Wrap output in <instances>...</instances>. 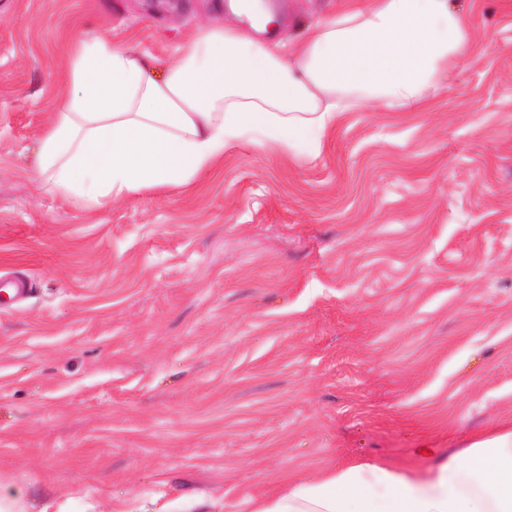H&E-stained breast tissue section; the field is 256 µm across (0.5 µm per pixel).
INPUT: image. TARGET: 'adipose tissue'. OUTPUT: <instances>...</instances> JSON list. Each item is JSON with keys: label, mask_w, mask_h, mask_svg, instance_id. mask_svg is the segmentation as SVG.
Instances as JSON below:
<instances>
[{"label": "adipose tissue", "mask_w": 512, "mask_h": 512, "mask_svg": "<svg viewBox=\"0 0 512 512\" xmlns=\"http://www.w3.org/2000/svg\"><path fill=\"white\" fill-rule=\"evenodd\" d=\"M234 23L200 25L168 61L103 35L75 40L69 89L37 150L47 192L102 209L191 186L249 132L261 150L315 157L346 113L434 104L473 48L460 0H345L298 42L277 19L230 0ZM422 473L363 462L286 483L252 512H512V430L456 454L430 449Z\"/></svg>", "instance_id": "adipose-tissue-1"}]
</instances>
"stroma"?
I'll use <instances>...</instances> for the list:
<instances>
[{"mask_svg":"<svg viewBox=\"0 0 512 512\" xmlns=\"http://www.w3.org/2000/svg\"><path fill=\"white\" fill-rule=\"evenodd\" d=\"M284 39L334 0H285ZM225 0H0V485L25 512H250L512 429V0L414 112L346 113L314 159L244 144L190 188L38 190L71 41L158 59Z\"/></svg>","mask_w":512,"mask_h":512,"instance_id":"35a3bbf8","label":"stroma"}]
</instances>
